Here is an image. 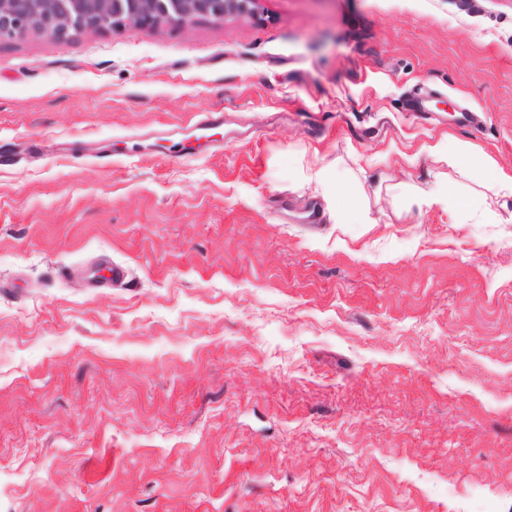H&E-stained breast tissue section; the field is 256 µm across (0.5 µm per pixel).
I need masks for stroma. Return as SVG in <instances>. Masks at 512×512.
I'll use <instances>...</instances> for the list:
<instances>
[{
  "instance_id": "stroma-1",
  "label": "stroma",
  "mask_w": 512,
  "mask_h": 512,
  "mask_svg": "<svg viewBox=\"0 0 512 512\" xmlns=\"http://www.w3.org/2000/svg\"><path fill=\"white\" fill-rule=\"evenodd\" d=\"M446 140L512 175V0L0 42V512H512V194Z\"/></svg>"
}]
</instances>
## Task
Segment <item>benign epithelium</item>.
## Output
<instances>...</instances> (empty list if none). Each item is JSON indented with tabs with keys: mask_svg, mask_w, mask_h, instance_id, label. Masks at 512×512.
I'll return each mask as SVG.
<instances>
[{
	"mask_svg": "<svg viewBox=\"0 0 512 512\" xmlns=\"http://www.w3.org/2000/svg\"><path fill=\"white\" fill-rule=\"evenodd\" d=\"M257 0H0V41L31 32L64 43L73 32L146 27L166 23L185 26L200 17L223 21L245 18Z\"/></svg>",
	"mask_w": 512,
	"mask_h": 512,
	"instance_id": "benign-epithelium-1",
	"label": "benign epithelium"
}]
</instances>
